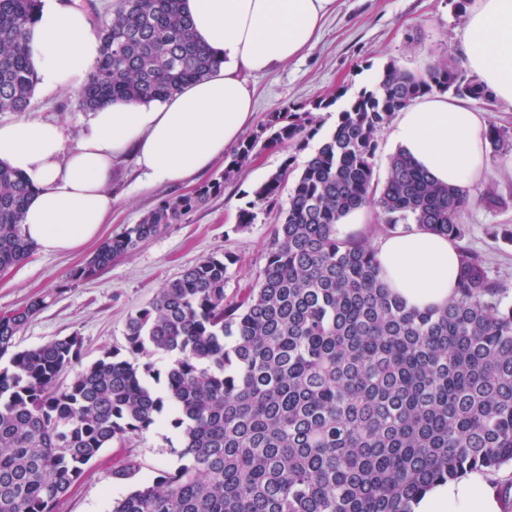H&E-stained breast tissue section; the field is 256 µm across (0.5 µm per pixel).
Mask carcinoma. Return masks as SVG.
<instances>
[{
    "mask_svg": "<svg viewBox=\"0 0 512 512\" xmlns=\"http://www.w3.org/2000/svg\"><path fill=\"white\" fill-rule=\"evenodd\" d=\"M40 3L0 0V113L31 107L29 39ZM94 16L102 55L79 94L86 112L110 100L166 99L219 64L195 38L183 0H113ZM434 91L496 102L452 58L421 73L392 61L345 102L293 184L290 156L254 189L238 230L290 187L264 267L241 300L225 302L232 258L212 253L129 314L122 344L64 386L59 378L80 360L82 337L15 349L51 296L1 313L0 512H54L103 449L167 422L181 432L179 465L148 480L144 460L127 451L111 477L128 492L111 512H413L436 483L512 467L507 289L460 245L454 297L410 308L384 284L368 242L336 232L370 207L385 231L413 223L464 239L470 191L435 183L400 150L385 180L374 176L378 133ZM342 97L268 113L222 179L160 201L70 277L89 279L181 223L259 151L305 145L321 128L316 112ZM487 139L495 152L512 147V135L492 122ZM31 194L0 162V270L33 250L21 231Z\"/></svg>",
    "mask_w": 512,
    "mask_h": 512,
    "instance_id": "1",
    "label": "carcinoma"
}]
</instances>
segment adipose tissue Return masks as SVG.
Wrapping results in <instances>:
<instances>
[{
  "label": "adipose tissue",
  "instance_id": "adipose-tissue-1",
  "mask_svg": "<svg viewBox=\"0 0 512 512\" xmlns=\"http://www.w3.org/2000/svg\"><path fill=\"white\" fill-rule=\"evenodd\" d=\"M198 41L220 68L161 101H111L90 112L69 143L55 121L0 122V162L32 187L23 234L45 252L73 251L97 237L112 211L113 168L131 156L141 186H182L207 172L254 115L242 72L268 73L312 47L335 0H184ZM30 63L46 93H79L102 54L88 14L74 0H42ZM470 68L512 104V0H476L463 37ZM482 113L444 95L399 112L392 139L438 182L469 188L488 169ZM385 283L408 306L452 298L458 253L448 237L420 227L387 234L375 247ZM414 512H500L482 474L439 483Z\"/></svg>",
  "mask_w": 512,
  "mask_h": 512
}]
</instances>
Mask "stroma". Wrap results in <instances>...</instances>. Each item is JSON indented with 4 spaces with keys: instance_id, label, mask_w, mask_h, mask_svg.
I'll list each match as a JSON object with an SVG mask.
<instances>
[{
    "instance_id": "obj_1",
    "label": "stroma",
    "mask_w": 512,
    "mask_h": 512,
    "mask_svg": "<svg viewBox=\"0 0 512 512\" xmlns=\"http://www.w3.org/2000/svg\"><path fill=\"white\" fill-rule=\"evenodd\" d=\"M466 20V15L457 11L455 0H336L318 43L309 52L268 75L250 77V84L256 87L255 116L245 137H253L265 115L282 106L307 107L337 91L354 95L372 84L392 61L408 70L421 71L452 56L460 68H467L462 50ZM30 114L58 120L72 142L79 138L88 118L79 107L77 95L40 91L34 94ZM317 145L313 139L302 148L263 150L225 183L223 193L184 223L170 225L92 278L74 281L69 274L92 256L98 247L94 241L68 252L36 249L20 265L0 272V312L22 307L43 293L54 297L17 336L18 348H31L76 333L83 338L81 362L89 364L104 349L121 343L130 313L144 307L165 282L215 252L233 255L225 300H241L258 279L280 218L277 212L261 209L255 223L240 230L236 227L238 210L251 199L255 186L286 158H294V171H301ZM134 179L133 159L121 160L111 187L112 213L101 228V238L137 223L160 200L178 193L176 187L168 185L140 190ZM489 188L506 198L508 205L497 210L470 207L462 217L466 228L463 243L483 257L491 274L504 284L507 300L512 303L511 149L490 154L488 171L473 190L479 193ZM124 447L137 452L148 467H173L179 462L180 435L160 425L131 436L123 447L104 449L82 481L57 504L55 512H109L113 500L126 492L110 477V469Z\"/></svg>"
}]
</instances>
